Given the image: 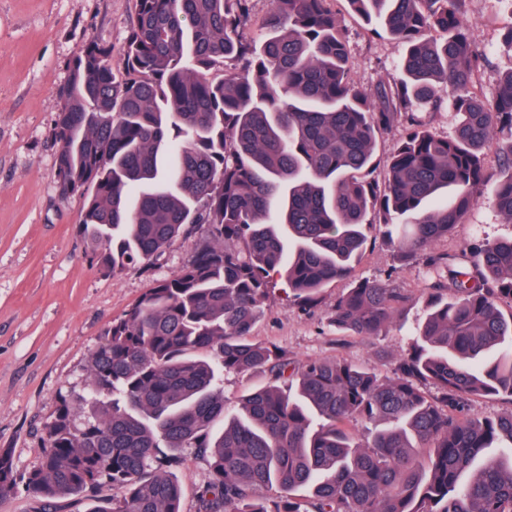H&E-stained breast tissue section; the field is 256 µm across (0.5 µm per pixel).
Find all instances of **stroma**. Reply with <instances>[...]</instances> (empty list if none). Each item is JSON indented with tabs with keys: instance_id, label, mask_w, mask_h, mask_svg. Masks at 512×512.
<instances>
[{
	"instance_id": "stroma-1",
	"label": "stroma",
	"mask_w": 512,
	"mask_h": 512,
	"mask_svg": "<svg viewBox=\"0 0 512 512\" xmlns=\"http://www.w3.org/2000/svg\"><path fill=\"white\" fill-rule=\"evenodd\" d=\"M348 40L356 88L373 93L400 75L404 47L355 13L347 0H333ZM134 16L133 0H0V449L11 450L17 482L0 498V512H36L26 476L41 462L44 427L61 397L84 403L86 366L105 329L140 296L190 263L205 243L196 232L178 238L162 255L110 275L91 264L78 224L83 200L57 189L55 126L61 93L79 49L94 41L122 63ZM472 37L491 56L475 75L474 89L492 97L512 56L500 48L501 30L512 23V0H470ZM356 267L361 278L386 280L415 301L397 313L380 335L346 336L330 326L324 308L349 283L322 291L324 305L304 311L273 288L268 311L255 325V341L280 347L289 357H345L389 373V362L409 347V330L425 319L431 286L422 258L397 261L377 227ZM512 236V223L480 201L435 248L454 252L477 238ZM172 473L183 489L184 512H196V493L207 481L206 457L181 453Z\"/></svg>"
}]
</instances>
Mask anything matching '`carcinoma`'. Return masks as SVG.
Masks as SVG:
<instances>
[{"label": "carcinoma", "instance_id": "1", "mask_svg": "<svg viewBox=\"0 0 512 512\" xmlns=\"http://www.w3.org/2000/svg\"><path fill=\"white\" fill-rule=\"evenodd\" d=\"M468 2L349 0L406 45L404 77L373 97L354 85L331 0H273L259 46L244 33L249 0H134L122 67L103 45L81 47L56 122V177L61 196L85 198L89 259L116 274L196 227L207 243L105 331L89 410L61 398L26 477L41 512L71 497L95 503L88 512H183L181 485L154 466L162 447L207 457L199 512H512V454L476 465L493 444L512 447V411L467 409L512 400V316L499 309L512 300V237L433 250L484 197L512 223V70L492 98L472 91L489 55ZM228 62L247 75L207 77ZM444 93L456 135L409 122L384 183L368 179L377 132ZM491 147L498 174L485 168ZM371 211L397 260L421 256L434 278L390 375L253 340L279 282L310 310L328 283L355 282L327 310L354 336L378 335L412 301L354 277ZM223 372L270 383L227 412ZM364 421L377 426L362 443ZM16 481L0 450V496ZM104 485L122 495L98 505ZM264 487L280 495L259 502ZM471 413L478 416H496L508 413L512 403L503 399H474L470 405Z\"/></svg>", "mask_w": 512, "mask_h": 512}]
</instances>
